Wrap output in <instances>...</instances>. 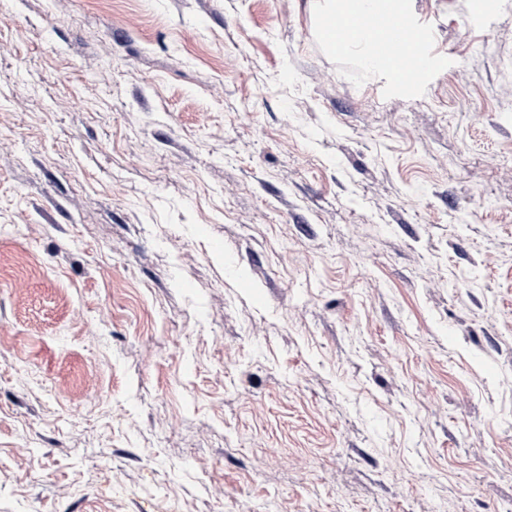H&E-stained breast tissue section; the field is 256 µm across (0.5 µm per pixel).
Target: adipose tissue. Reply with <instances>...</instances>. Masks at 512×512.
I'll return each mask as SVG.
<instances>
[{
  "instance_id": "adipose-tissue-1",
  "label": "adipose tissue",
  "mask_w": 512,
  "mask_h": 512,
  "mask_svg": "<svg viewBox=\"0 0 512 512\" xmlns=\"http://www.w3.org/2000/svg\"><path fill=\"white\" fill-rule=\"evenodd\" d=\"M320 11L324 18L323 30L331 49L340 54L357 56L372 68L377 67L378 61L371 55L367 40L346 42L338 39L334 19L349 20L367 11H376L391 19H399L410 13L409 0H320Z\"/></svg>"
}]
</instances>
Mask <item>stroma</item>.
I'll list each match as a JSON object with an SVG mask.
<instances>
[{
	"label": "stroma",
	"instance_id": "35a3bbf8",
	"mask_svg": "<svg viewBox=\"0 0 512 512\" xmlns=\"http://www.w3.org/2000/svg\"><path fill=\"white\" fill-rule=\"evenodd\" d=\"M0 0V512H512V0ZM321 16L324 17L323 30L332 50L340 54L359 56L361 61L370 68L381 69L378 61L394 69L397 78L405 80L423 73L430 61L422 48V38L409 15L408 0H319ZM367 11H377L390 19H401L393 23H384L375 16H366L358 20L356 30L364 31L370 27L383 30L381 37L373 43L375 59L368 48L366 39L345 42L336 37V17L342 20L355 18Z\"/></svg>",
	"mask_w": 512,
	"mask_h": 512
}]
</instances>
